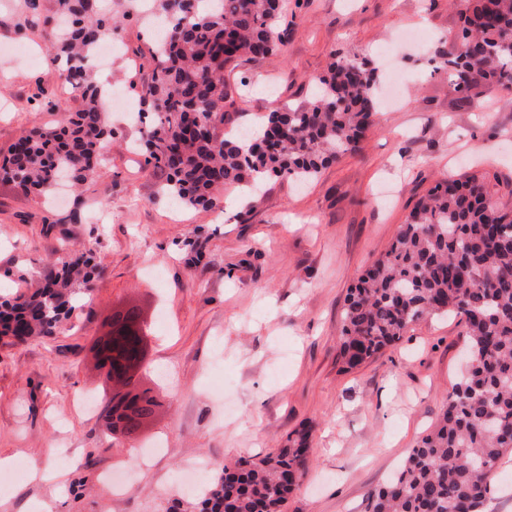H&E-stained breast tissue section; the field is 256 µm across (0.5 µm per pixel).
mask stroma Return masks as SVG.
Listing matches in <instances>:
<instances>
[{"instance_id": "35a3bbf8", "label": "stroma", "mask_w": 512, "mask_h": 512, "mask_svg": "<svg viewBox=\"0 0 512 512\" xmlns=\"http://www.w3.org/2000/svg\"><path fill=\"white\" fill-rule=\"evenodd\" d=\"M25 0H0V157L32 127L58 126L63 90ZM455 0H288V33L273 56L224 71L243 89V124L272 101L297 105L333 53L371 60L400 33L394 59L407 92L379 111L359 149L299 184L270 182L245 205L226 189L217 208L163 196L166 179L136 149L139 125L111 116L105 160L76 191L40 203L0 182V302L30 294L64 256L91 255L95 298L58 335L0 336V459L26 470L0 491V512H199L177 482L187 465H231L310 432V462L284 512H364L369 492L406 460L460 376L463 323L428 317L374 361L338 359L348 288L381 256L417 199L476 172L512 206V89L458 100L431 64L459 30ZM136 308L149 348L137 382L160 397L139 439L112 434L108 390L93 363L113 311ZM133 478L114 497L107 470Z\"/></svg>"}]
</instances>
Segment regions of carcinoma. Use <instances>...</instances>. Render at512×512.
I'll return each mask as SVG.
<instances>
[{
	"instance_id": "cac0c4a2",
	"label": "carcinoma",
	"mask_w": 512,
	"mask_h": 512,
	"mask_svg": "<svg viewBox=\"0 0 512 512\" xmlns=\"http://www.w3.org/2000/svg\"><path fill=\"white\" fill-rule=\"evenodd\" d=\"M165 24L140 53L148 70L133 119L152 115L142 137L147 163L166 173L162 192L191 208H211L220 192L248 195L258 183L308 181L357 150L372 125L377 84L370 62L338 55L305 103L274 105L260 129L228 139L235 99L224 69L272 55L286 32L283 0H148ZM463 26L436 50L470 104L494 87H512V0H461ZM61 26L50 51L59 78L80 107L55 130L34 127L10 146L0 176L26 192L51 194L70 175L84 179L112 134L104 91L84 60L112 34L99 0H54ZM485 177L465 174L421 196L388 248L358 278L344 302L339 358L353 369L377 358L420 318L462 317L466 375L448 392L434 427L396 475L367 497L365 512H484L503 456L512 453V208L499 205ZM95 267L81 254L22 302L0 303V335L48 337L91 288ZM308 433L272 454L212 470L200 512H283L306 472Z\"/></svg>"
}]
</instances>
